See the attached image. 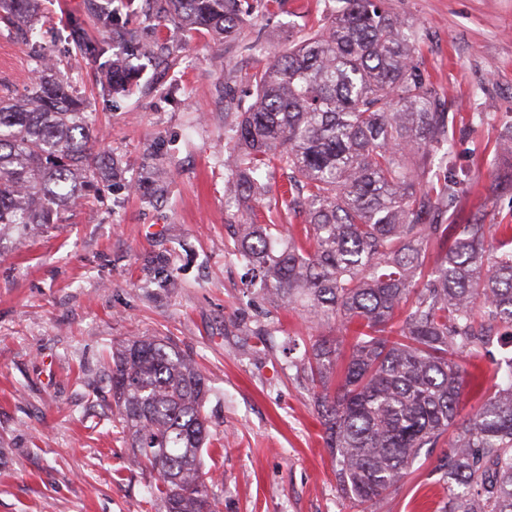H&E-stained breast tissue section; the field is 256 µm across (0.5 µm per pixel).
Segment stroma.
<instances>
[{
    "mask_svg": "<svg viewBox=\"0 0 512 512\" xmlns=\"http://www.w3.org/2000/svg\"><path fill=\"white\" fill-rule=\"evenodd\" d=\"M123 22L148 42L175 46L141 59L126 96L98 85L120 44L78 59L64 19L87 0H46L39 39L71 59L64 78L88 99L94 149L120 158L124 174L105 193L88 192L60 226L0 239V512H160L149 497L158 475L121 433L112 401V351L133 336H156L192 358L212 393L203 469L218 479L215 512H356L338 490L313 397L291 365L315 331L306 314L255 293L234 259L230 225L256 211L266 224L292 217L275 208L280 176L256 207L230 200L224 160L234 144L224 115L247 109L254 77L324 24L336 0H253L235 40L207 30L155 31L141 4ZM424 32L432 80L457 115L453 162L470 185L447 224L482 210L512 224V157L500 129L512 119V0H390ZM35 77L29 46L0 24V95ZM167 192L150 197V173ZM173 274L163 286L158 270ZM463 413L480 406L493 365L464 362ZM440 449L421 456L376 512H439Z\"/></svg>",
    "mask_w": 512,
    "mask_h": 512,
    "instance_id": "stroma-1",
    "label": "stroma"
}]
</instances>
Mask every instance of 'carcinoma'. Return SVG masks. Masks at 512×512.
I'll return each mask as SVG.
<instances>
[{
    "label": "carcinoma",
    "instance_id": "obj_1",
    "mask_svg": "<svg viewBox=\"0 0 512 512\" xmlns=\"http://www.w3.org/2000/svg\"><path fill=\"white\" fill-rule=\"evenodd\" d=\"M87 2L128 56L145 53L137 32ZM149 2L159 21L221 39L250 10V0ZM41 18V0H0V22L28 35ZM67 30L82 56L108 51L87 39L82 17ZM420 40L385 0H336L320 30L255 76V101L228 123L236 149L224 160L226 192L259 202L263 173L279 170L288 188L274 206L304 223L249 217L235 225L234 249L256 272L257 292L336 331L316 336L295 367L344 496L379 503L423 449L439 447L442 512H512V357L492 360L500 381L459 416L462 358L489 353L512 330V233L497 234L480 212L464 224L439 220L465 186L452 164L455 116ZM33 61L27 95L0 96V239L59 223L88 188L121 178L118 162L91 151L86 100L41 49ZM138 75L118 64L102 91L128 92ZM110 390L130 447L158 473L151 497L163 512H214L216 482L201 463L210 389L196 364L136 336L112 353Z\"/></svg>",
    "mask_w": 512,
    "mask_h": 512
}]
</instances>
